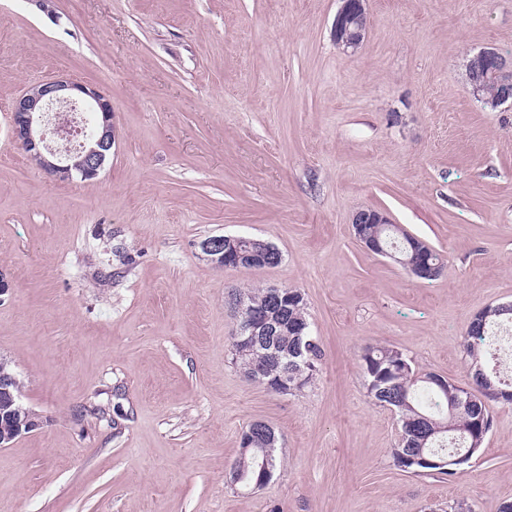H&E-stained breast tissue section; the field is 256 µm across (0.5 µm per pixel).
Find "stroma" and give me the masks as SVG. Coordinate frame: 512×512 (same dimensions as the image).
Wrapping results in <instances>:
<instances>
[{
  "label": "stroma",
  "mask_w": 512,
  "mask_h": 512,
  "mask_svg": "<svg viewBox=\"0 0 512 512\" xmlns=\"http://www.w3.org/2000/svg\"><path fill=\"white\" fill-rule=\"evenodd\" d=\"M338 0H0V357L36 428L0 448V512H500L512 403L463 473L416 475L370 403L363 347L464 380L467 325L512 303V107L467 60L512 58V0H368L353 55ZM112 101L99 178L60 182L14 142L11 104L58 74ZM381 209L446 262L413 278L367 253ZM260 237L274 268H218L198 244ZM307 302L320 371L276 394L232 361V290ZM278 436L259 490L230 480L254 421ZM489 62H493L496 65L497 70L494 73V77L500 86L505 87V90L503 92V88L492 80H484L482 81V96L487 100H494L502 94L499 99L493 102L496 107L507 104L508 102L511 103L512 62L509 60V58L500 55L494 49L488 48L480 50L477 54L468 60L467 72L472 87L474 90L476 89L475 92H478L479 89L477 87L480 82L475 80V75L486 65H488Z\"/></svg>",
  "instance_id": "obj_1"
}]
</instances>
